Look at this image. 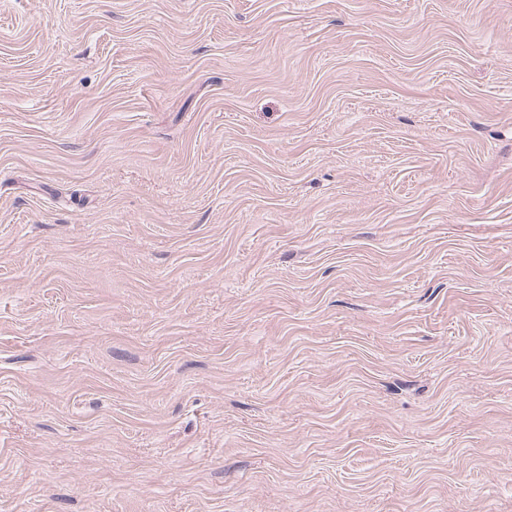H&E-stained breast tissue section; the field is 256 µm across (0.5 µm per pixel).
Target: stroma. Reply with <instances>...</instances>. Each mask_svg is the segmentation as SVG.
<instances>
[{"label":"stroma","mask_w":512,"mask_h":512,"mask_svg":"<svg viewBox=\"0 0 512 512\" xmlns=\"http://www.w3.org/2000/svg\"><path fill=\"white\" fill-rule=\"evenodd\" d=\"M0 512H512V0H0Z\"/></svg>","instance_id":"1"}]
</instances>
